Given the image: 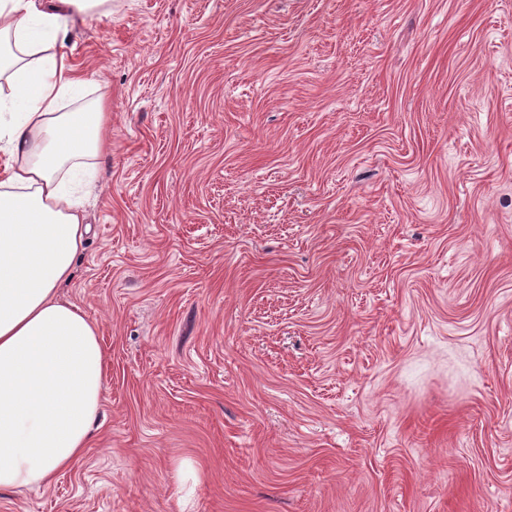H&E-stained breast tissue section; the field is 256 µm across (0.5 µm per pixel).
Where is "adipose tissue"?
I'll list each match as a JSON object with an SVG mask.
<instances>
[{
	"instance_id": "adipose-tissue-1",
	"label": "adipose tissue",
	"mask_w": 512,
	"mask_h": 512,
	"mask_svg": "<svg viewBox=\"0 0 512 512\" xmlns=\"http://www.w3.org/2000/svg\"><path fill=\"white\" fill-rule=\"evenodd\" d=\"M112 0H0V490L53 484L84 455L108 363L61 288L90 231L72 186L110 148L104 98L66 51Z\"/></svg>"
}]
</instances>
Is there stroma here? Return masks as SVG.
I'll return each instance as SVG.
<instances>
[{
  "instance_id": "1",
  "label": "stroma",
  "mask_w": 512,
  "mask_h": 512,
  "mask_svg": "<svg viewBox=\"0 0 512 512\" xmlns=\"http://www.w3.org/2000/svg\"><path fill=\"white\" fill-rule=\"evenodd\" d=\"M68 43L108 379L0 512H512V0H112Z\"/></svg>"
}]
</instances>
